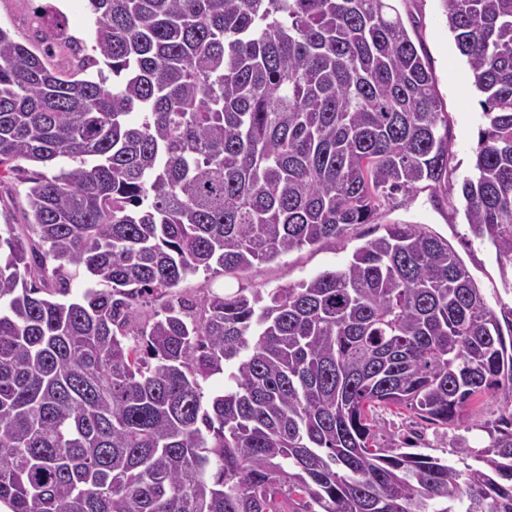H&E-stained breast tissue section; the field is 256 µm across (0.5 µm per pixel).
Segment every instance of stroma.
<instances>
[{
    "mask_svg": "<svg viewBox=\"0 0 512 512\" xmlns=\"http://www.w3.org/2000/svg\"><path fill=\"white\" fill-rule=\"evenodd\" d=\"M394 6L418 50L427 58L437 94L448 114L447 193L436 196L423 189L409 200L396 196L383 206L380 223L355 225L342 238L291 251L242 273H198L180 284L185 297L200 300L240 288L269 291L310 279L345 264L358 247L382 234L384 223L406 221L423 225L448 240L477 279L492 309L512 308V267L501 265L494 249L473 237L460 191L463 179L473 172L478 133L487 124L479 104L481 95L448 29L443 0H395ZM50 9L60 12L68 37L90 42L93 17L86 0H0V24L8 27L16 40L37 46L43 37L44 14ZM19 189L17 179L11 177L0 183V225H12L15 233L24 236L31 234L32 228ZM499 415V404L490 397L471 404L463 423L455 426L436 425L407 410L380 407L374 412L377 443L382 447L406 443L457 467L461 464L459 448L479 447L486 437L484 423Z\"/></svg>",
    "mask_w": 512,
    "mask_h": 512,
    "instance_id": "stroma-1",
    "label": "stroma"
}]
</instances>
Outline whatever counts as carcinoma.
<instances>
[{
    "mask_svg": "<svg viewBox=\"0 0 512 512\" xmlns=\"http://www.w3.org/2000/svg\"><path fill=\"white\" fill-rule=\"evenodd\" d=\"M443 2L488 121L465 217L512 264V0ZM87 7L89 47L55 16L40 51L0 26V170L38 237L0 232V502L512 512V308L486 304L447 239L390 223L267 294L176 291L448 191V113L391 0ZM81 271L94 287L65 299ZM149 297L161 317L142 327ZM484 396L503 413L462 470L376 447V407L448 426Z\"/></svg>",
    "mask_w": 512,
    "mask_h": 512,
    "instance_id": "carcinoma-1",
    "label": "carcinoma"
}]
</instances>
